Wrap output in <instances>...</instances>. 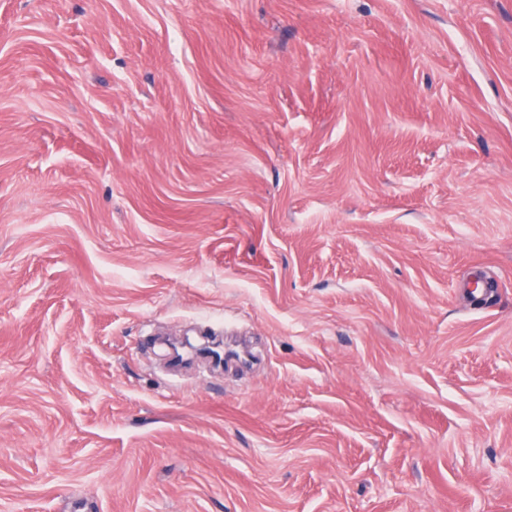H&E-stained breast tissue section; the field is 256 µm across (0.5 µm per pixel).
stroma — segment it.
Segmentation results:
<instances>
[{
	"label": "stroma",
	"mask_w": 512,
	"mask_h": 512,
	"mask_svg": "<svg viewBox=\"0 0 512 512\" xmlns=\"http://www.w3.org/2000/svg\"><path fill=\"white\" fill-rule=\"evenodd\" d=\"M0 512H512V0H0Z\"/></svg>",
	"instance_id": "1"
}]
</instances>
